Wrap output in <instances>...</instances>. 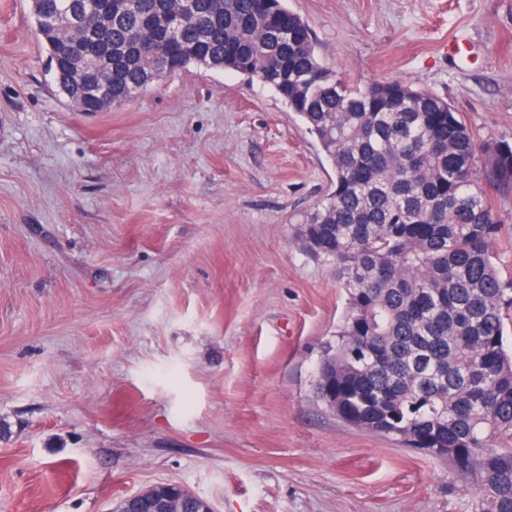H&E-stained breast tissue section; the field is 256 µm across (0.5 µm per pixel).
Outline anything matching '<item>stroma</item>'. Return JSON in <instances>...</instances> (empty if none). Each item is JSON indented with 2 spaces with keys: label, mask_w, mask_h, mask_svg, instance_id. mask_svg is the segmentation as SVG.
<instances>
[{
  "label": "stroma",
  "mask_w": 512,
  "mask_h": 512,
  "mask_svg": "<svg viewBox=\"0 0 512 512\" xmlns=\"http://www.w3.org/2000/svg\"><path fill=\"white\" fill-rule=\"evenodd\" d=\"M30 0H0V512H108L175 482L216 512H471L448 461L313 395L346 314L296 238L333 172L279 96L189 66L76 111ZM353 85L512 142V0H288Z\"/></svg>",
  "instance_id": "1"
}]
</instances>
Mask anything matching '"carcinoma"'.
I'll return each instance as SVG.
<instances>
[{
  "instance_id": "cac0c4a2",
  "label": "carcinoma",
  "mask_w": 512,
  "mask_h": 512,
  "mask_svg": "<svg viewBox=\"0 0 512 512\" xmlns=\"http://www.w3.org/2000/svg\"><path fill=\"white\" fill-rule=\"evenodd\" d=\"M59 3L31 0V13L61 93L82 51L112 50V97L68 96L79 112L123 105L192 64L249 69L280 95L334 173L297 235L347 295L321 357L336 370L337 416L404 447L432 440L477 491L472 512H512V279L495 262L504 224L482 185L512 192V143L477 147L451 104L406 82L351 86L286 0L105 2L112 16L68 35L52 23ZM174 12V44L150 42L143 21Z\"/></svg>"
}]
</instances>
